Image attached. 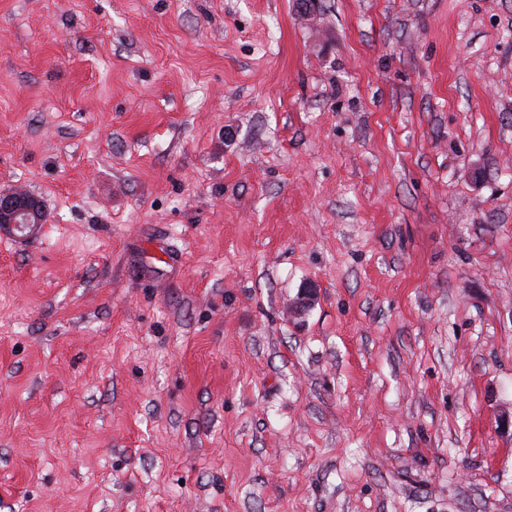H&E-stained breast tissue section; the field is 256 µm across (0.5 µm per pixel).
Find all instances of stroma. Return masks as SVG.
Wrapping results in <instances>:
<instances>
[{
  "mask_svg": "<svg viewBox=\"0 0 512 512\" xmlns=\"http://www.w3.org/2000/svg\"><path fill=\"white\" fill-rule=\"evenodd\" d=\"M20 186L0 512H512V0H0ZM41 201L25 188H15L0 193V226H10L26 233L32 224H43Z\"/></svg>",
  "mask_w": 512,
  "mask_h": 512,
  "instance_id": "obj_1",
  "label": "stroma"
}]
</instances>
